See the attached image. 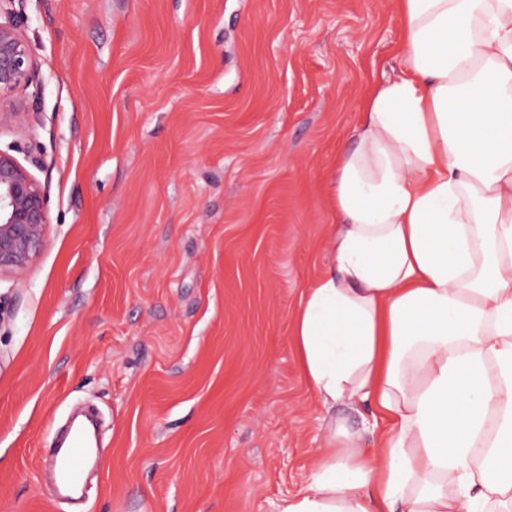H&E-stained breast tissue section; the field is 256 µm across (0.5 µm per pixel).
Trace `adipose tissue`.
Listing matches in <instances>:
<instances>
[{
  "instance_id": "1",
  "label": "adipose tissue",
  "mask_w": 512,
  "mask_h": 512,
  "mask_svg": "<svg viewBox=\"0 0 512 512\" xmlns=\"http://www.w3.org/2000/svg\"><path fill=\"white\" fill-rule=\"evenodd\" d=\"M404 63L331 179L329 270L293 319L329 420L280 512H512V0H400ZM376 414V418L373 417ZM330 416H336V420H342L346 425L353 430H362L365 426H372L377 424L378 431L387 429V423L381 419L379 414L370 406L362 405L356 410L348 406L336 405L329 413Z\"/></svg>"
}]
</instances>
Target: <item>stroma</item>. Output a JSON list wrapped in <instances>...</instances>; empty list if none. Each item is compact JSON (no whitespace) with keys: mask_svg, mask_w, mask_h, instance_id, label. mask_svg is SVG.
Instances as JSON below:
<instances>
[{"mask_svg":"<svg viewBox=\"0 0 512 512\" xmlns=\"http://www.w3.org/2000/svg\"><path fill=\"white\" fill-rule=\"evenodd\" d=\"M36 62L0 129L46 244L0 277V512H68L54 430L103 415L85 512H279L322 446L293 317L337 155L400 67L399 0H13Z\"/></svg>","mask_w":512,"mask_h":512,"instance_id":"35a3bbf8","label":"stroma"}]
</instances>
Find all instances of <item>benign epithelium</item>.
<instances>
[{
  "label": "benign epithelium",
  "instance_id": "1",
  "mask_svg": "<svg viewBox=\"0 0 512 512\" xmlns=\"http://www.w3.org/2000/svg\"><path fill=\"white\" fill-rule=\"evenodd\" d=\"M34 80L20 22L0 0V127L27 123L29 108L13 95ZM49 224L44 190L13 155L0 150V274L19 280L27 273L44 247Z\"/></svg>",
  "mask_w": 512,
  "mask_h": 512
}]
</instances>
